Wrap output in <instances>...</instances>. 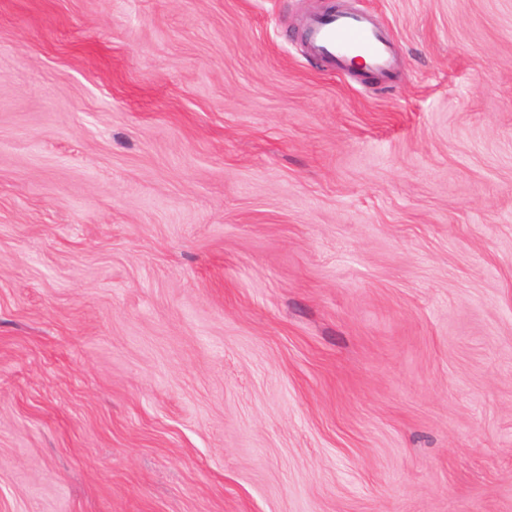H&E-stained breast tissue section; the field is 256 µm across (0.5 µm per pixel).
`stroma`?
<instances>
[{"instance_id":"obj_1","label":"stroma","mask_w":512,"mask_h":512,"mask_svg":"<svg viewBox=\"0 0 512 512\" xmlns=\"http://www.w3.org/2000/svg\"><path fill=\"white\" fill-rule=\"evenodd\" d=\"M0 0V512H512V0ZM305 40L312 53L343 63L360 56L374 71L386 73L391 66L389 39L363 14L341 11L311 17L305 26Z\"/></svg>"}]
</instances>
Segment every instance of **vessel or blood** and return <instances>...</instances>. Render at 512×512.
I'll return each instance as SVG.
<instances>
[{
  "mask_svg": "<svg viewBox=\"0 0 512 512\" xmlns=\"http://www.w3.org/2000/svg\"><path fill=\"white\" fill-rule=\"evenodd\" d=\"M304 36L312 53L331 61L341 64L359 56L369 69L380 73L391 66L387 34L363 14L341 11L313 16Z\"/></svg>",
  "mask_w": 512,
  "mask_h": 512,
  "instance_id": "b4317fda",
  "label": "vessel or blood"
}]
</instances>
